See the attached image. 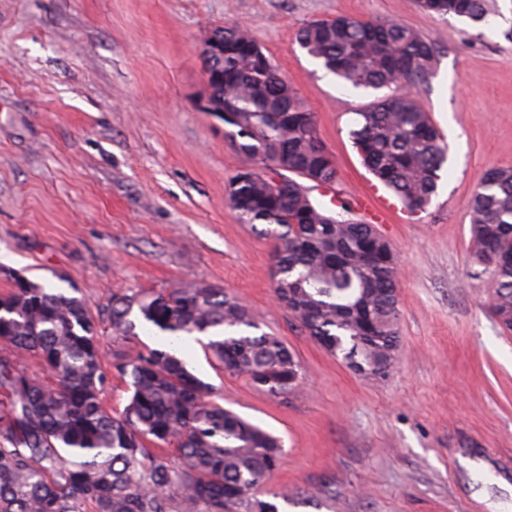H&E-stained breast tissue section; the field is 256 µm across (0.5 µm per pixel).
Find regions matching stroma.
Instances as JSON below:
<instances>
[{
  "label": "stroma",
  "instance_id": "35a3bbf8",
  "mask_svg": "<svg viewBox=\"0 0 512 512\" xmlns=\"http://www.w3.org/2000/svg\"><path fill=\"white\" fill-rule=\"evenodd\" d=\"M475 23L415 0H0V267L105 319L119 289L218 285L297 354L283 398L224 372L201 345L184 356L214 400L284 444L264 492L287 512H512V331L491 311L493 274L474 263L471 198L512 167V0ZM397 20L436 49L418 101L448 144L437 195L379 225L395 250L400 348L382 380L325 352L280 305L273 241L226 200L241 157L198 107L199 55L216 28L249 25L314 113L354 200L375 180L349 137L377 98L307 55L306 22Z\"/></svg>",
  "mask_w": 512,
  "mask_h": 512
}]
</instances>
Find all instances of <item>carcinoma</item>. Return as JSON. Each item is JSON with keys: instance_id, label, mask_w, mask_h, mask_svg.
<instances>
[{"instance_id": "carcinoma-1", "label": "carcinoma", "mask_w": 512, "mask_h": 512, "mask_svg": "<svg viewBox=\"0 0 512 512\" xmlns=\"http://www.w3.org/2000/svg\"><path fill=\"white\" fill-rule=\"evenodd\" d=\"M437 15L486 20V0H418ZM232 75L215 84L224 102L211 115L242 157L227 203L238 219L271 236L275 294L307 335L354 372L385 378L396 362L398 260L390 242L365 219H350L341 196L325 205L312 190L334 188L338 171L313 113L288 77L237 26L222 28ZM296 41L354 88L384 95L356 112L349 137L363 165L410 213L437 194L447 146L416 95L436 52L393 20L341 15L305 23ZM475 263L492 271V312L512 330V169L486 171L471 201ZM0 294V512H278L260 491L284 455L280 438L209 400L211 386L177 354L184 336L212 334L204 349L222 369L244 375L279 398L302 377L295 352L261 330L247 305L204 282L163 290L112 293L107 319L126 340L137 327L166 337L161 347L113 355L112 368L129 398L114 416L104 404L109 385L99 322L85 302L9 269ZM37 360L44 384L25 365ZM174 447L175 459L149 445Z\"/></svg>"}]
</instances>
